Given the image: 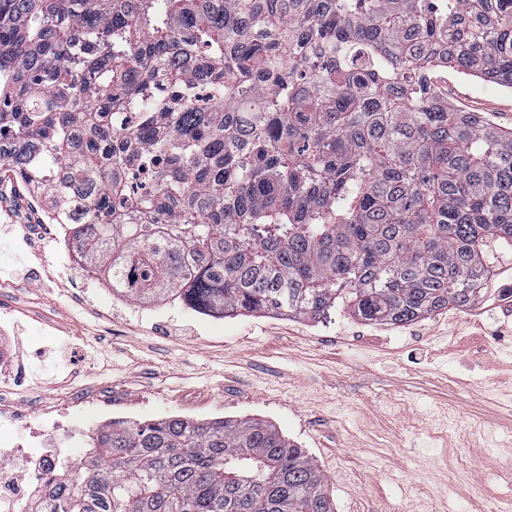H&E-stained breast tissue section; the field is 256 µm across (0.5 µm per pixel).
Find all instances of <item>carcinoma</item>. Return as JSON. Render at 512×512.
<instances>
[{
  "mask_svg": "<svg viewBox=\"0 0 512 512\" xmlns=\"http://www.w3.org/2000/svg\"><path fill=\"white\" fill-rule=\"evenodd\" d=\"M448 68L512 89V0H0V166L130 298L403 326L512 248V131ZM49 512L335 508L274 426L167 417L96 432Z\"/></svg>",
  "mask_w": 512,
  "mask_h": 512,
  "instance_id": "cac0c4a2",
  "label": "carcinoma"
}]
</instances>
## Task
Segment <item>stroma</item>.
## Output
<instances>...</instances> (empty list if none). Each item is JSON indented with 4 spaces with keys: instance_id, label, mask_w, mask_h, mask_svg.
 <instances>
[{
    "instance_id": "35a3bbf8",
    "label": "stroma",
    "mask_w": 512,
    "mask_h": 512,
    "mask_svg": "<svg viewBox=\"0 0 512 512\" xmlns=\"http://www.w3.org/2000/svg\"><path fill=\"white\" fill-rule=\"evenodd\" d=\"M449 101L512 128V90L444 75ZM49 190L0 199V316L21 356L0 385V434L27 442L60 389H111L145 422L258 418L304 448L336 512L512 506V254L488 294L394 327L191 314L180 301L84 300L100 282L62 249ZM37 372L40 385L28 374Z\"/></svg>"
}]
</instances>
